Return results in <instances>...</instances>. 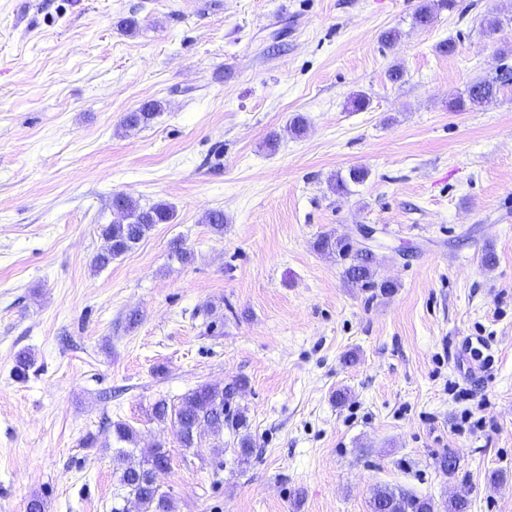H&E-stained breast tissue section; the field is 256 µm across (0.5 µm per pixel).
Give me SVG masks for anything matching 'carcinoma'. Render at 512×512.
Returning <instances> with one entry per match:
<instances>
[{
	"mask_svg": "<svg viewBox=\"0 0 512 512\" xmlns=\"http://www.w3.org/2000/svg\"><path fill=\"white\" fill-rule=\"evenodd\" d=\"M455 9L457 0H420L413 20L415 25L426 28L434 19L436 7ZM512 82V72L497 73L492 78H484L471 83L465 93L452 99L450 107L462 110L468 106H479L497 97L500 88ZM162 111L160 102L152 100L143 103L137 110L127 113L124 125L128 128L146 126ZM368 172L362 168H352L348 177L336 179L339 190H348V183L364 182ZM112 207L123 212L124 220L118 223L101 225V236L106 246L93 260L94 266L102 268L125 254L139 243L156 224H168L174 219L173 206L158 202L149 207L141 206L129 196L117 194L112 198ZM322 252L336 255L343 265V274L351 285L359 288H379L383 291L391 285L374 280L373 266L376 256L354 248L346 235L334 237L324 235L317 241ZM246 385L237 379L224 387L200 385L186 394L176 404L165 400L157 401L152 408V418L159 422H169L173 426L181 446H199L200 430L205 428L214 435L213 451L224 453V429L238 435V461L248 463L254 454L253 442L248 434H239L246 427L245 416L235 412L231 404ZM112 450L122 467L117 471L118 485L127 497L138 505V512H175V503L169 492L162 490L153 478L156 471L169 466V454L159 445L150 455H136L139 442L138 431L129 423L117 420L110 424ZM370 512H435V504L430 498H420L392 489L383 488L373 492L369 500Z\"/></svg>",
	"mask_w": 512,
	"mask_h": 512,
	"instance_id": "cac0c4a2",
	"label": "carcinoma"
}]
</instances>
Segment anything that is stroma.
<instances>
[{
    "instance_id": "1",
    "label": "stroma",
    "mask_w": 512,
    "mask_h": 512,
    "mask_svg": "<svg viewBox=\"0 0 512 512\" xmlns=\"http://www.w3.org/2000/svg\"><path fill=\"white\" fill-rule=\"evenodd\" d=\"M417 3L0 0V512H137L99 445L118 419L167 449L176 512H370L380 486L512 512V85L448 108L512 68V0H457L424 30ZM150 100L161 115L124 127ZM354 167L366 180L333 190ZM117 194L175 218L97 270ZM358 224L380 232L372 288L316 247ZM238 378L249 463L232 432L218 457L152 417ZM512 82L511 73H497L495 77L484 78L471 83L463 96H458L449 102L451 108L463 110L469 106H480L484 101L490 102L497 97L502 86Z\"/></svg>"
}]
</instances>
